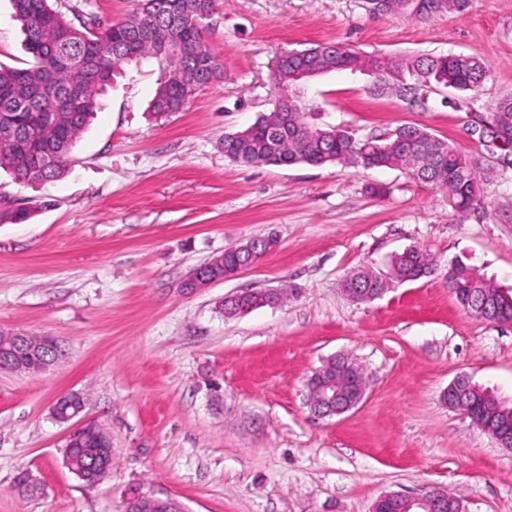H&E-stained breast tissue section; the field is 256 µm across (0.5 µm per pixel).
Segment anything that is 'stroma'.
Masks as SVG:
<instances>
[{
    "label": "stroma",
    "mask_w": 512,
    "mask_h": 512,
    "mask_svg": "<svg viewBox=\"0 0 512 512\" xmlns=\"http://www.w3.org/2000/svg\"><path fill=\"white\" fill-rule=\"evenodd\" d=\"M75 26L126 19L132 0H56ZM0 0V67L30 56ZM205 40L223 77L183 111L147 110L155 60L125 64L76 142L63 177L31 187L0 169V200L34 211L0 221V330L54 338L61 354L38 374L0 371V512H119L138 485L186 512H369L388 492L435 486L466 512H512V452L443 392L457 377L512 408V324L464 313L448 289L461 261L512 290V149L489 151L475 132L512 94V0H465L429 16L377 12L369 0H215ZM316 43L391 61L465 55L488 68L482 89L442 85L417 101L379 91L377 74L335 69L300 84L323 124L358 139L403 124L448 139L485 177L466 214L440 192L389 168L244 166L224 136L274 103L272 64ZM381 184L386 195L374 196ZM276 234L251 269L189 292L187 273L225 249ZM416 246L430 276L356 303L343 281L387 272ZM296 285L276 308L240 318L225 296ZM365 371L356 410L320 418L306 382L331 356ZM86 399L83 417L112 439V469L79 479L63 461L66 424L52 406ZM41 496L14 488L18 472Z\"/></svg>",
    "instance_id": "obj_1"
}]
</instances>
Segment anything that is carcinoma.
Returning a JSON list of instances; mask_svg holds the SVG:
<instances>
[{
	"instance_id": "obj_1",
	"label": "carcinoma",
	"mask_w": 512,
	"mask_h": 512,
	"mask_svg": "<svg viewBox=\"0 0 512 512\" xmlns=\"http://www.w3.org/2000/svg\"><path fill=\"white\" fill-rule=\"evenodd\" d=\"M12 17L25 35L31 61L18 69L0 68V168L10 171L17 182L35 185L61 177L72 163L71 151L99 107L98 96L120 69L125 59L155 58L162 73L184 68L205 87L224 74L223 62L206 49L195 53L193 45L204 42L203 30L193 23L184 25L181 39L185 51L170 50V18L178 12L210 14L213 0H135L126 20L95 31L78 28L56 10L52 0H10ZM305 62L296 57L282 60L272 76L277 89L271 112L247 127L244 139L224 135V155L246 165L320 166L339 163L346 167L396 168L411 178L428 183L443 192L448 208L456 213L469 210L480 197L483 177L469 160L448 140L424 128L402 125L384 138L359 140L349 131L315 122L316 113L291 95V88L302 79L296 71L306 63L319 75L333 69H351L356 54L333 44H315ZM380 71L407 75L412 83L396 89L413 95L430 82L458 92L481 88L487 70L476 57L464 55L406 56L390 67L378 62ZM28 89L29 98H17L19 86ZM182 111L178 92L160 81L150 104L153 113ZM490 124L512 135V95L495 105ZM253 256L239 249L224 251V270L230 272L243 262L258 261L268 248L257 238ZM433 259L425 251L409 247L391 259L392 279L404 283L428 276ZM457 280L472 288V297L487 305L493 314L512 319V293L480 278L465 264L457 266ZM361 291L360 301L378 298L387 282L369 271L351 275ZM270 305L258 293L243 295L230 317L238 311L251 312ZM470 415L498 429L512 430V409L504 408L490 393L470 388ZM77 476L87 483L97 472L90 457L73 460Z\"/></svg>"
}]
</instances>
